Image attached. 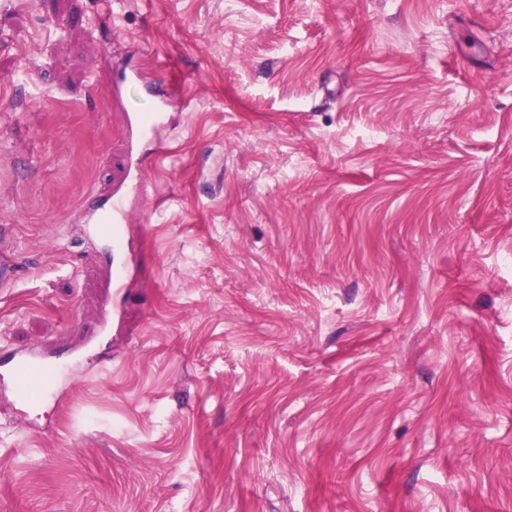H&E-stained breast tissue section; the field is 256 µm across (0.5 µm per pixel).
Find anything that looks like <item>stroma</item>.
<instances>
[{
    "mask_svg": "<svg viewBox=\"0 0 512 512\" xmlns=\"http://www.w3.org/2000/svg\"><path fill=\"white\" fill-rule=\"evenodd\" d=\"M24 0L0 40V512H512V0ZM167 86L108 259L109 73ZM51 363L37 355H19L14 357L9 369L0 372V384L7 383L13 392L14 404L9 410H1L8 417L24 416L36 406L37 400L32 396V388L27 380H37L35 387L40 397H55L60 391L55 379L44 375Z\"/></svg>",
    "mask_w": 512,
    "mask_h": 512,
    "instance_id": "obj_1",
    "label": "stroma"
}]
</instances>
